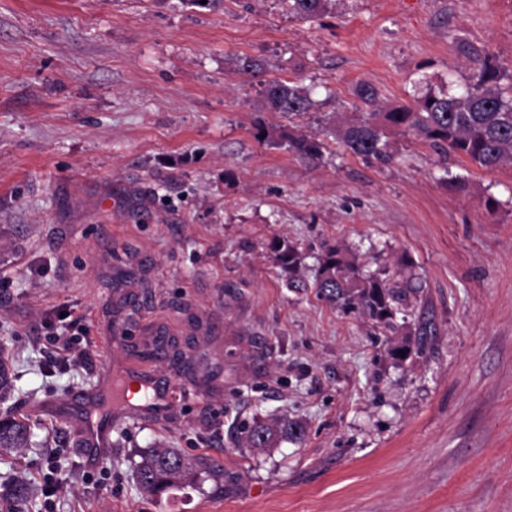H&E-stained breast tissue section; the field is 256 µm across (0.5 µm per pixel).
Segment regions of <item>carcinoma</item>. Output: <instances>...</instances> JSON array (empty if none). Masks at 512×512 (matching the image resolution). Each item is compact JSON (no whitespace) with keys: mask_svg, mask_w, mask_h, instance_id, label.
Instances as JSON below:
<instances>
[{"mask_svg":"<svg viewBox=\"0 0 512 512\" xmlns=\"http://www.w3.org/2000/svg\"><path fill=\"white\" fill-rule=\"evenodd\" d=\"M288 14L301 19H314L323 14L330 0H283ZM458 49L470 63V75L462 90L450 93L428 86L414 92L410 102L387 111L379 108V90L370 84L355 89V109L359 116L334 133V138L347 152L385 162L393 160L388 133L412 134L444 155L464 157L480 167L495 169L512 160V76L496 65L486 50L457 39ZM233 71L256 80L263 104L271 112L288 119V127L274 135L262 122L255 124V138L285 147L303 161L320 159L326 149L317 133H305L296 121L314 107L311 91L297 82L266 79L265 61L241 56L232 61ZM275 261L291 273L288 287L300 289L305 282L293 275L299 251L286 242L273 245ZM380 280L361 274L358 267L337 246L328 248L320 266L314 288L317 296L347 311H359L372 323L386 330L395 329L394 318L407 313L419 289L411 281ZM249 448H270L281 440L300 442L306 429L298 420L285 419L276 424L253 421L243 428ZM30 426L8 413L0 415V448H24ZM211 468L206 458L190 462L170 448H153L137 463L136 478L143 491L158 495L174 487L192 466ZM31 487L13 481L0 485V501L8 512H20L17 506L32 498Z\"/></svg>","mask_w":512,"mask_h":512,"instance_id":"carcinoma-1","label":"carcinoma"}]
</instances>
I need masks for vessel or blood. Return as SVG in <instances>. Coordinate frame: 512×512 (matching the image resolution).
I'll return each instance as SVG.
<instances>
[{"mask_svg":"<svg viewBox=\"0 0 512 512\" xmlns=\"http://www.w3.org/2000/svg\"><path fill=\"white\" fill-rule=\"evenodd\" d=\"M144 389L147 397L137 408H130L124 398L128 385ZM174 400L171 386L160 385L151 372L142 366L126 368L120 374L103 372L96 388L84 394L77 436L88 464H96L112 446V425L136 410L143 418L164 415Z\"/></svg>","mask_w":512,"mask_h":512,"instance_id":"vessel-or-blood-1","label":"vessel or blood"}]
</instances>
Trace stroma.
Instances as JSON below:
<instances>
[{
  "instance_id": "obj_1",
  "label": "stroma",
  "mask_w": 512,
  "mask_h": 512,
  "mask_svg": "<svg viewBox=\"0 0 512 512\" xmlns=\"http://www.w3.org/2000/svg\"><path fill=\"white\" fill-rule=\"evenodd\" d=\"M459 36L512 73V0H330L311 21L281 0H0V412L32 430L0 476L34 488L30 512H512V164L398 133L389 163L333 139L303 162L254 138L286 120L230 64L312 88L301 126L332 131L361 84L387 108L421 83L460 89ZM276 240L300 250L305 289ZM330 245L363 273L413 274L397 332L317 297ZM61 332L88 362L52 366ZM138 359L175 400L87 465L72 397ZM285 417L301 443L246 447L241 423ZM156 447L223 475L148 495L134 464Z\"/></svg>"
}]
</instances>
